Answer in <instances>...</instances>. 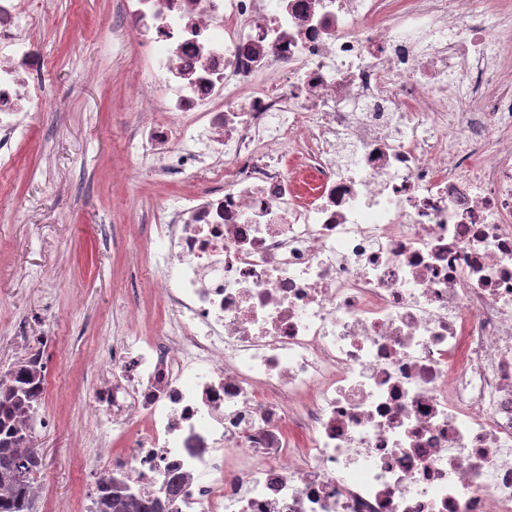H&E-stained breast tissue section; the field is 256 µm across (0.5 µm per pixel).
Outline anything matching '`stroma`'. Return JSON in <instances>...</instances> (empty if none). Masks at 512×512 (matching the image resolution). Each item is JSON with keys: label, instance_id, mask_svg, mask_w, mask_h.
I'll use <instances>...</instances> for the list:
<instances>
[{"label": "stroma", "instance_id": "35a3bbf8", "mask_svg": "<svg viewBox=\"0 0 512 512\" xmlns=\"http://www.w3.org/2000/svg\"><path fill=\"white\" fill-rule=\"evenodd\" d=\"M122 0H53L36 33L49 65L42 77L50 107L33 115L30 138L13 169L0 170V366L19 359L16 331L32 347L54 335L48 354L50 391L35 428V447L50 476L48 495L70 512L91 483L71 454L85 426L86 368L123 332L124 315L145 303L147 283L136 258L133 224L177 186L149 176L117 180L129 137L140 122L132 91L136 61L107 65L110 25Z\"/></svg>", "mask_w": 512, "mask_h": 512}]
</instances>
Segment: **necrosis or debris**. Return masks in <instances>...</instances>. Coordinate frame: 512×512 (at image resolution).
I'll list each match as a JSON object with an SVG mask.
<instances>
[{"mask_svg": "<svg viewBox=\"0 0 512 512\" xmlns=\"http://www.w3.org/2000/svg\"><path fill=\"white\" fill-rule=\"evenodd\" d=\"M48 0H0V169ZM164 317L83 409L81 512H512V0H123ZM100 512H160L158 504L152 499L134 501L125 497L119 490L101 500Z\"/></svg>", "mask_w": 512, "mask_h": 512, "instance_id": "1", "label": "necrosis or debris"}]
</instances>
